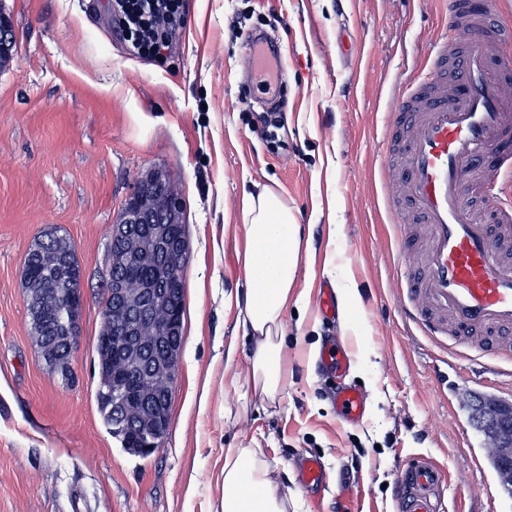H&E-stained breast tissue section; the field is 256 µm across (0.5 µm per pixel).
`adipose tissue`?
<instances>
[{
  "instance_id": "ef3b65f1",
  "label": "adipose tissue",
  "mask_w": 512,
  "mask_h": 512,
  "mask_svg": "<svg viewBox=\"0 0 512 512\" xmlns=\"http://www.w3.org/2000/svg\"><path fill=\"white\" fill-rule=\"evenodd\" d=\"M242 214L249 286L241 324L255 343L243 388L245 396L272 405L286 385L283 316L297 280L300 228L292 209L269 186L245 194ZM220 512H288V489L274 479L263 449L225 450Z\"/></svg>"
}]
</instances>
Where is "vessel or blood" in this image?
I'll list each match as a JSON object with an SVG mask.
<instances>
[{"label":"vessel or blood","instance_id":"b4317fda","mask_svg":"<svg viewBox=\"0 0 512 512\" xmlns=\"http://www.w3.org/2000/svg\"><path fill=\"white\" fill-rule=\"evenodd\" d=\"M500 0H448V32L430 47L427 73L392 103L381 169L382 204L392 216L402 262L396 288L409 326L443 353L491 362L512 376V28ZM251 77L264 87L267 45L255 47ZM345 421L360 420L365 396L342 384L334 395ZM304 486H325L319 458L300 469ZM441 470L429 460L405 464L397 512H438Z\"/></svg>","mask_w":512,"mask_h":512}]
</instances>
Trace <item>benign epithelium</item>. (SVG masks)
I'll use <instances>...</instances> for the list:
<instances>
[{"instance_id":"benign-epithelium-1","label":"benign epithelium","mask_w":512,"mask_h":512,"mask_svg":"<svg viewBox=\"0 0 512 512\" xmlns=\"http://www.w3.org/2000/svg\"><path fill=\"white\" fill-rule=\"evenodd\" d=\"M163 179L159 171L142 177L112 225V265L149 267L155 270V278L112 279L114 301L108 311L115 345L114 372L125 380L121 400L139 416L148 434L157 437L167 429L164 407L183 341L174 314L157 327L160 352L150 356L140 340L141 328L146 313L180 287L174 268L189 255L187 238L175 230L182 203L163 193ZM130 224H141L143 229L131 235ZM67 255L62 243L45 254L53 276L49 287H40L29 276L23 278L29 302L42 310L43 323L51 328L40 340L41 353L48 362L65 369L79 340L84 306L81 274L65 264ZM473 425L496 448L504 483L512 482V407L485 403L475 412Z\"/></svg>"}]
</instances>
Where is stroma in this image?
Here are the masks:
<instances>
[{
    "label": "stroma",
    "instance_id": "stroma-1",
    "mask_svg": "<svg viewBox=\"0 0 512 512\" xmlns=\"http://www.w3.org/2000/svg\"><path fill=\"white\" fill-rule=\"evenodd\" d=\"M184 13L158 62L128 52L108 0H0L14 34L0 67V512H217L224 451L242 447L277 465L288 512H395L402 466L416 456L447 473L440 512H512L499 483L468 465L487 441L464 393L439 396L437 353L400 316L394 230L377 203L390 102L428 67L445 4L184 0ZM253 37L282 51L279 96H260L245 75ZM268 112L281 115L273 142ZM152 169L182 193L189 261L170 425L140 457L98 410L96 345L109 232ZM264 185L297 216L303 299L283 318L279 404L243 411L232 379L252 342L239 322L248 282L233 229L243 194ZM49 232L83 271L67 376L41 354L23 287L24 259ZM343 278L358 293L349 322L319 305L320 288ZM338 338L366 398L354 424L337 415L336 379L318 358ZM314 455L328 474L320 492L299 480Z\"/></svg>",
    "mask_w": 512,
    "mask_h": 512
}]
</instances>
